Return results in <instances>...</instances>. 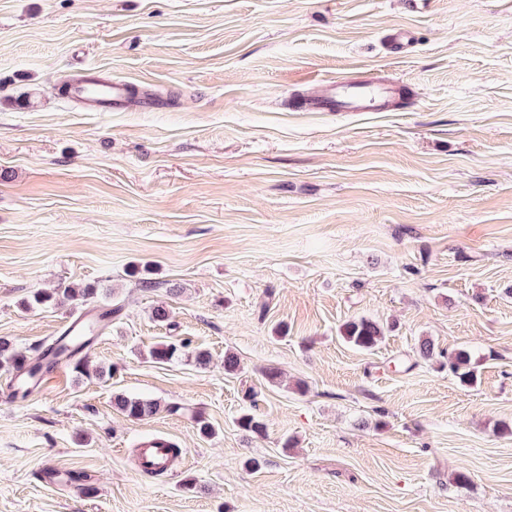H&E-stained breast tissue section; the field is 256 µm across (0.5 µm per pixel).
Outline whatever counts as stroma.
<instances>
[{
  "mask_svg": "<svg viewBox=\"0 0 512 512\" xmlns=\"http://www.w3.org/2000/svg\"><path fill=\"white\" fill-rule=\"evenodd\" d=\"M87 73L140 95L59 94ZM375 74L407 103L313 108ZM62 283L122 310L103 375L16 398L0 367V512H512V0H0V337H55L76 307L31 298ZM362 315L395 324L372 351ZM387 332V325L366 316L349 319L340 327L342 338L363 351H371L378 347ZM471 355L465 349H457L448 354V371L462 385L471 386L477 381V374L471 363ZM115 406L131 419H145L158 413L161 403L158 400L128 397L122 394L115 396Z\"/></svg>",
  "mask_w": 512,
  "mask_h": 512,
  "instance_id": "obj_1",
  "label": "stroma"
}]
</instances>
